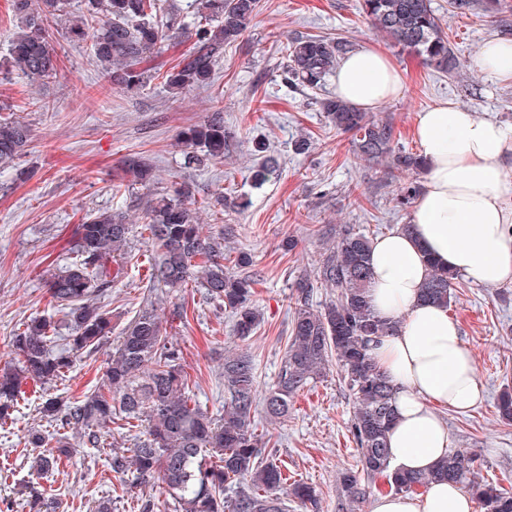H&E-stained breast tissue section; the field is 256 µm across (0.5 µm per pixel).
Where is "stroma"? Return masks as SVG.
<instances>
[{"label": "stroma", "mask_w": 512, "mask_h": 512, "mask_svg": "<svg viewBox=\"0 0 512 512\" xmlns=\"http://www.w3.org/2000/svg\"><path fill=\"white\" fill-rule=\"evenodd\" d=\"M357 5V0H260L251 28L225 46L215 68L214 83L224 95L218 106L232 137V147L220 161L189 163L175 144L177 131L218 107L209 91L175 101L155 82L140 94H124L103 79L89 44L58 40L59 67L45 83L33 85L18 75L0 79V115L23 119L33 133L15 169L0 173V363L11 360L12 337L20 323L52 314L46 281L72 257L85 213L120 210L129 213L131 223H140L141 213L129 197L112 191L125 160L139 156L154 169L152 192L188 182L203 235H211L220 223L231 224L235 248L251 255L254 300L265 322L245 347L260 388L273 384L290 329L292 283L319 261V229L352 224L375 238L409 218L394 202L403 175L358 160L349 137L326 122L317 93L284 82L287 41L299 34L344 37L354 47L386 54L402 75L403 89L371 115L391 118L409 149L418 147L413 132L417 112L442 99L454 100L476 117L512 125V82L496 80L475 63L482 44L500 35V28L450 15L448 0H433L465 62L464 77L456 79L425 68L417 57L381 37L359 16ZM301 136L310 139L304 154L292 149ZM257 140L266 142L277 169L259 188L251 178L259 162L252 151ZM222 191L248 198L249 205L225 212L219 223L208 204ZM287 238L297 241L294 251L283 250ZM128 250L130 261L101 300L112 316L107 342L91 356L78 358L56 384L45 388L29 379L21 387L27 401L13 411L10 431L0 430V512H34L31 500L42 491L53 495L55 512H96L101 501L109 502L112 512H138L143 498L154 500L157 512H174L161 480L132 490L109 469L106 458L112 448L134 443L133 433L119 421L110 424L99 447L71 437L72 448L53 482L32 469L30 434L50 429L39 404L50 395L66 405L97 390L113 343L143 306L154 305L162 315L184 309V321L167 323L168 339L183 353L200 405L213 412L224 403V354L236 348L231 318L202 289L153 285L155 253L138 233H131ZM449 314L459 324L484 393L472 409L444 412L451 447L475 454L483 477L512 482V424L502 423L496 411L498 395L512 385V284L485 288L462 281ZM352 414L353 400L331 370L296 395L286 420L257 424L271 436L269 452L279 465L315 487L320 512H336L342 495L339 477L357 467L349 432Z\"/></svg>", "instance_id": "stroma-1"}]
</instances>
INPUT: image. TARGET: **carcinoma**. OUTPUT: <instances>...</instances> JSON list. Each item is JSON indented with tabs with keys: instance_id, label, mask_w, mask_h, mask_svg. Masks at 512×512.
<instances>
[{
	"instance_id": "cac0c4a2",
	"label": "carcinoma",
	"mask_w": 512,
	"mask_h": 512,
	"mask_svg": "<svg viewBox=\"0 0 512 512\" xmlns=\"http://www.w3.org/2000/svg\"><path fill=\"white\" fill-rule=\"evenodd\" d=\"M15 29L0 74L20 72L35 84L57 72L53 25L61 26L72 42L91 40V54L103 77L126 94L144 91L160 81L169 98L191 90H209L224 57V46L236 42L249 28L259 0H191L183 12L165 6L167 0H11ZM432 0H359V11L377 31L403 51L453 77L462 64L445 32L444 19ZM512 7L505 0H448V12L476 18H495ZM185 38L192 46L174 66L161 72L151 66L165 47ZM352 49L344 37L297 36L285 47L284 80L291 86L323 90L340 60ZM319 110L337 132L349 136L356 158L393 171L413 174L425 169L423 158L397 141L388 118L372 119L350 103L325 95ZM31 129L22 122L0 118V163L10 166L24 156ZM178 143L190 150L189 161L224 158L230 135L217 108L206 120L178 134ZM151 168L131 160L115 190H125L140 201L142 224L156 248L151 279L157 285L183 288L193 282L207 299L224 306L233 322V336L245 342L261 326L253 304L254 280L238 274L249 266L239 252L227 247L228 228L211 237L201 235L196 211L189 207L192 192L180 183L171 192L142 196L149 188ZM420 191L411 178L396 194V206L409 207ZM133 225L109 211L86 215L74 257L54 273L48 292L64 312L69 334L64 345L53 346L59 324L53 316L22 323L12 340L19 369L0 371V427L6 428L9 409L22 397L21 377L54 384L68 373L76 359L94 353L112 334V317L98 305L114 277L108 264L127 259ZM326 248L317 267L295 277L292 286V330L275 382L258 390L254 362L247 352L224 356V412L214 416L194 400L180 354L164 336L161 317L147 306L124 328L112 349L97 392L62 406L50 397L42 412L57 426L53 433L32 435L30 444L42 449L34 457L37 474L53 472L70 447L68 433L86 443H100L102 427L117 419L142 431L134 448L112 450L111 471L136 480L157 477L166 486L175 512H288L287 496L318 512L315 489L305 482L288 481L273 458L262 456L270 440L257 433L254 413L263 404L269 421L284 420L295 395L334 365L353 396L350 433L357 447L360 469L340 476L343 499L338 512L370 493L377 483L396 493L414 495L436 480L471 489L484 512H512V490L480 477L476 458L454 451L427 473L400 474L391 468L387 432L394 420L393 385L373 363L372 342L397 330V324L378 319L369 303L372 239L352 225L341 224L325 237ZM331 289L322 304H312L317 285ZM459 276L433 267L421 289L425 301L451 305ZM499 417L512 422V392L504 388L497 403Z\"/></svg>"
}]
</instances>
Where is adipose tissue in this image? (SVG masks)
Masks as SVG:
<instances>
[{
	"label": "adipose tissue",
	"mask_w": 512,
	"mask_h": 512,
	"mask_svg": "<svg viewBox=\"0 0 512 512\" xmlns=\"http://www.w3.org/2000/svg\"><path fill=\"white\" fill-rule=\"evenodd\" d=\"M478 65L512 81V37L487 40ZM336 96L368 110L402 91V79L382 52L360 48L341 62ZM414 136L426 176L409 222L374 240L371 305L395 334L372 343L370 355L394 387L395 419L387 433L393 469L425 472L446 456L448 428L440 411L467 410L481 400L472 358L446 306L420 298L431 263L472 283H512V127L445 99L417 113ZM471 494L445 481L419 496L378 497L372 512H474Z\"/></svg>",
	"instance_id": "obj_1"
}]
</instances>
